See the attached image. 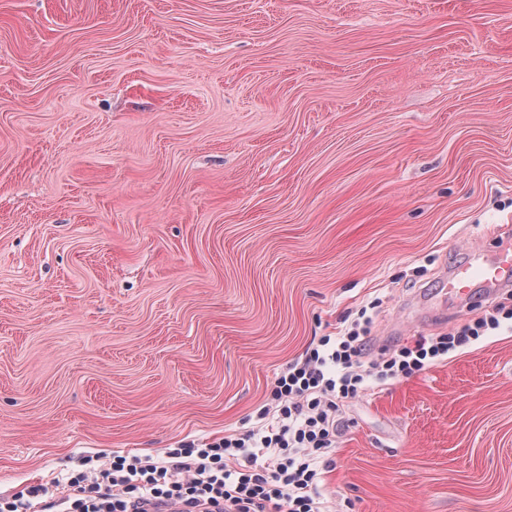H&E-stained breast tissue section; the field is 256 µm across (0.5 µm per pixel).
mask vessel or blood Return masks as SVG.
I'll list each match as a JSON object with an SVG mask.
<instances>
[{
	"mask_svg": "<svg viewBox=\"0 0 512 512\" xmlns=\"http://www.w3.org/2000/svg\"><path fill=\"white\" fill-rule=\"evenodd\" d=\"M495 235L501 240L496 250L470 249L465 260L449 266L447 276L438 283L439 290L466 303L478 295L489 299L512 288V228L497 227Z\"/></svg>",
	"mask_w": 512,
	"mask_h": 512,
	"instance_id": "b4317fda",
	"label": "vessel or blood"
}]
</instances>
